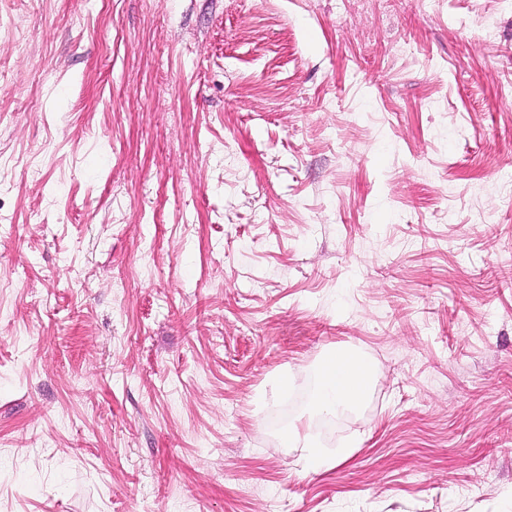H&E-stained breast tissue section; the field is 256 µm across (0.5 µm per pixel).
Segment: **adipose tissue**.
<instances>
[{"label":"adipose tissue","instance_id":"adipose-tissue-1","mask_svg":"<svg viewBox=\"0 0 512 512\" xmlns=\"http://www.w3.org/2000/svg\"><path fill=\"white\" fill-rule=\"evenodd\" d=\"M316 412L354 408L364 397L370 378L368 365L345 351L332 354L322 365Z\"/></svg>","mask_w":512,"mask_h":512}]
</instances>
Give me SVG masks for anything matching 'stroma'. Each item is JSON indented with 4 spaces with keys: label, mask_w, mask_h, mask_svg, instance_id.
Returning <instances> with one entry per match:
<instances>
[{
    "label": "stroma",
    "mask_w": 512,
    "mask_h": 512,
    "mask_svg": "<svg viewBox=\"0 0 512 512\" xmlns=\"http://www.w3.org/2000/svg\"><path fill=\"white\" fill-rule=\"evenodd\" d=\"M1 214L0 512H512V0H0ZM315 411L337 412L354 408L364 397L370 378L368 365L345 351L332 354L321 366Z\"/></svg>",
    "instance_id": "stroma-1"
}]
</instances>
